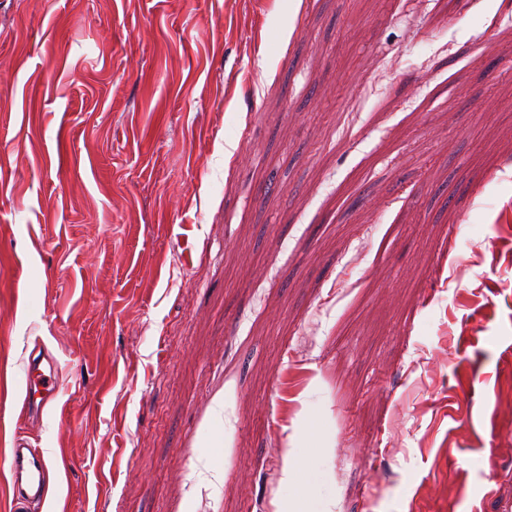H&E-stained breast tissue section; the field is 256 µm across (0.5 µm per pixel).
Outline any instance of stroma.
<instances>
[{
  "label": "stroma",
  "mask_w": 512,
  "mask_h": 512,
  "mask_svg": "<svg viewBox=\"0 0 512 512\" xmlns=\"http://www.w3.org/2000/svg\"><path fill=\"white\" fill-rule=\"evenodd\" d=\"M438 7L0 0V512L15 432L29 512H512V16ZM60 390L55 363L44 356L32 354L28 358L21 384L22 412H43ZM9 457L7 484L12 491L15 510L26 502H46L49 495V458L24 436L14 435Z\"/></svg>",
  "instance_id": "1"
}]
</instances>
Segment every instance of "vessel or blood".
<instances>
[{
    "label": "vessel or blood",
    "instance_id": "1",
    "mask_svg": "<svg viewBox=\"0 0 512 512\" xmlns=\"http://www.w3.org/2000/svg\"><path fill=\"white\" fill-rule=\"evenodd\" d=\"M60 390L55 363L43 356H29L21 384L24 413L44 411ZM9 457L7 484L12 491L16 512L25 503L46 501L49 495V459L42 449L25 437H13Z\"/></svg>",
    "mask_w": 512,
    "mask_h": 512
}]
</instances>
